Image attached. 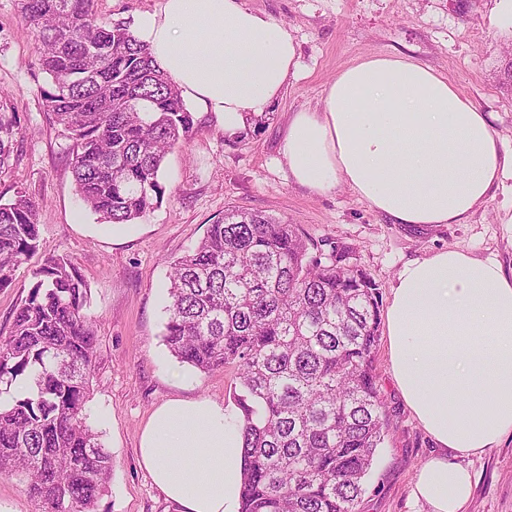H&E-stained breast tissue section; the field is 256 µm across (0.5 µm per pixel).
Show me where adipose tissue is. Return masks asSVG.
<instances>
[{"mask_svg": "<svg viewBox=\"0 0 512 512\" xmlns=\"http://www.w3.org/2000/svg\"><path fill=\"white\" fill-rule=\"evenodd\" d=\"M183 100L221 116L234 136L297 76L288 27L243 0H161L135 16ZM281 156L293 181L327 194L346 186L394 223L463 224L512 180L489 117L444 74L373 54L342 70L317 109L290 115ZM391 374L438 447L411 498L423 512H465L473 476L447 451L480 455L512 436V271L447 249L403 265L385 311ZM243 439L237 409L208 399L158 406L138 461L180 512H233Z\"/></svg>", "mask_w": 512, "mask_h": 512, "instance_id": "adipose-tissue-1", "label": "adipose tissue"}]
</instances>
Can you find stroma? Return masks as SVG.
Segmentation results:
<instances>
[{
  "label": "stroma",
  "instance_id": "stroma-1",
  "mask_svg": "<svg viewBox=\"0 0 512 512\" xmlns=\"http://www.w3.org/2000/svg\"><path fill=\"white\" fill-rule=\"evenodd\" d=\"M285 23L298 44L299 75L269 112L248 117L233 137L214 114L198 112L186 140L167 154L163 200L134 223L107 225L76 192L71 142L41 96L47 85L34 38L15 0H0V91L17 114L19 133L0 191L25 189L40 204L38 252L0 288V333H8L32 272L47 258L68 257L90 287L86 309L97 353L89 402L112 453V478L98 512H179L137 462L142 426L173 398L232 404L234 367L210 373L179 363L163 342L169 263L192 249L226 209L263 211L298 226L322 253L350 250V264L376 282L381 300L403 264L443 249L512 266V186L498 188L466 224L416 231L370 209L348 188L322 195L295 184L281 158L292 112L315 108L342 69L369 53L411 58L448 76L458 92L491 113L512 152V19L497 0H245ZM387 437L376 452L359 512H416L410 488L434 445L392 378L386 341L375 351ZM474 475L466 512H512V439L480 455L449 453Z\"/></svg>",
  "mask_w": 512,
  "mask_h": 512
}]
</instances>
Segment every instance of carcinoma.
<instances>
[{
  "mask_svg": "<svg viewBox=\"0 0 512 512\" xmlns=\"http://www.w3.org/2000/svg\"><path fill=\"white\" fill-rule=\"evenodd\" d=\"M37 41L53 122L72 140L84 205L128 224L164 195V158L194 125L148 45L100 20L96 0H18ZM17 116L0 93V174ZM37 203L0 195V288L38 249ZM344 247L310 253L296 225L228 209L195 248L170 262L163 342L209 373L237 367L243 474L238 512H357L387 423L373 369L379 292ZM34 283L0 336V384L28 381L0 402V471L53 512H97L112 455L89 410L96 359L89 287L65 256Z\"/></svg>",
  "mask_w": 512,
  "mask_h": 512,
  "instance_id": "carcinoma-1",
  "label": "carcinoma"
}]
</instances>
